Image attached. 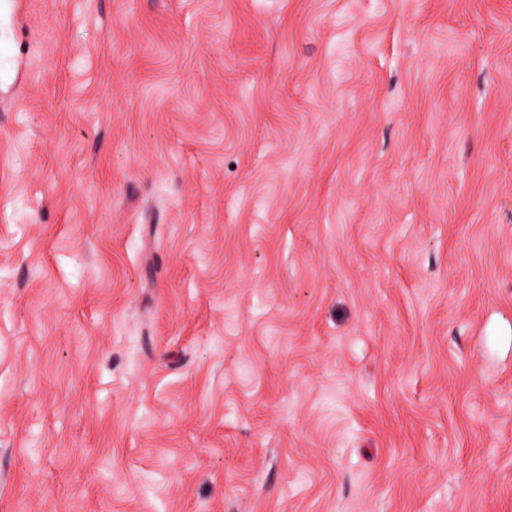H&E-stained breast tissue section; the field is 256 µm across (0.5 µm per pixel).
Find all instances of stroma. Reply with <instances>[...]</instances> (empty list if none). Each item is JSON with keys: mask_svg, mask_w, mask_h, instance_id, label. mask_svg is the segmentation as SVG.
Returning <instances> with one entry per match:
<instances>
[{"mask_svg": "<svg viewBox=\"0 0 512 512\" xmlns=\"http://www.w3.org/2000/svg\"><path fill=\"white\" fill-rule=\"evenodd\" d=\"M0 512H512V0H0Z\"/></svg>", "mask_w": 512, "mask_h": 512, "instance_id": "obj_1", "label": "stroma"}]
</instances>
